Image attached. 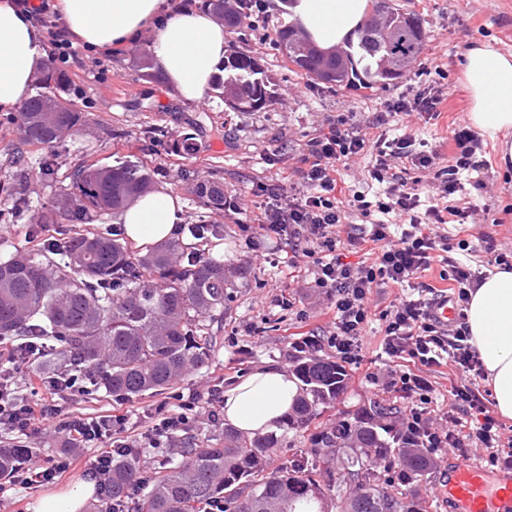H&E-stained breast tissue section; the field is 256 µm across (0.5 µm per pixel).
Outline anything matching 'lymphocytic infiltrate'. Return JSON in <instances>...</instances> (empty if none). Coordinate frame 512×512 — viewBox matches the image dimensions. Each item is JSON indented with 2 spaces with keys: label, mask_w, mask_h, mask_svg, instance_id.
Masks as SVG:
<instances>
[{
  "label": "lymphocytic infiltrate",
  "mask_w": 512,
  "mask_h": 512,
  "mask_svg": "<svg viewBox=\"0 0 512 512\" xmlns=\"http://www.w3.org/2000/svg\"><path fill=\"white\" fill-rule=\"evenodd\" d=\"M447 96V88L440 86L388 102L377 112L369 132L350 112L320 124L298 158L300 185L286 184L277 177L264 184L266 200L254 211L251 230L277 235L291 249L292 267L310 272L315 286L324 290L334 309L328 341L342 362H361V337L371 315L369 296L373 289L408 285L409 294L381 315L385 324L382 348L395 365L387 385L411 403L402 423L407 442L431 460L445 445L463 454L480 447L491 464L512 468V450H504L499 423L477 389L485 374L470 342L465 309L470 294L480 285V277L448 257V235L441 230L448 219L464 224L478 213L475 205L453 206L449 200L467 186L463 176L473 175L470 186L474 189L485 188L479 177L484 164L476 158L481 140L467 123H457L452 131L453 161L441 167L437 164L438 151L418 149L416 138L410 134L392 136L384 130L391 118L401 114L424 123L437 119ZM366 156L372 159L368 176L382 185V193L372 199L360 191L347 198L338 196L340 169L350 168ZM424 173L432 174L436 190L435 201L427 204L416 191ZM354 212L365 218L367 230L357 231L355 225L347 223L348 214ZM344 244L366 247L367 260L345 262L338 253ZM436 258L443 264L441 279L456 285L452 295L456 316L446 326L432 314L437 300L433 287L418 279ZM447 363L461 376L451 394L475 410L479 417L475 425L463 424L449 414L444 426L438 428L427 416L432 386L425 373ZM37 386L43 391L41 399L24 405L15 404L0 390V433L25 435L35 425L58 423L56 398L75 392V382L62 386L41 380ZM127 422V416L121 414L65 422L68 451L36 465H21L12 476L14 483L40 484L82 466L99 486H106L113 451L104 441L114 431L125 429Z\"/></svg>",
  "instance_id": "obj_1"
}]
</instances>
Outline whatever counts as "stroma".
Here are the masks:
<instances>
[{
	"label": "stroma",
	"instance_id": "stroma-1",
	"mask_svg": "<svg viewBox=\"0 0 512 512\" xmlns=\"http://www.w3.org/2000/svg\"><path fill=\"white\" fill-rule=\"evenodd\" d=\"M283 0H269L266 16L230 34L238 50L258 61L274 82V97L257 112L231 111L215 92H207L197 103L184 101L166 82L140 78L135 61L148 50L153 39L144 31L134 42L107 55L89 51L74 42L71 58L62 69L70 79L65 94L79 111L85 112L89 129L55 147L58 171L53 182L31 180L28 199L32 207L48 203L56 190L69 185V175L78 166H111L122 161L143 164L153 175L154 186L167 188L183 206L185 223L218 224L222 237L199 239L176 232L186 251L203 250L213 257L247 266L248 273L237 282L224 306L221 321L212 323L217 338L208 363L180 375L161 394L118 399L106 391L75 395L60 403V421L74 417L125 414L128 427L113 433L114 443L131 434L146 432L156 423V407L178 395L189 396L202 388L224 391L253 371L272 366L290 371L296 346L305 337L319 341L315 356L335 358L327 342L333 310L325 294L308 288L295 278L288 247L275 240L245 232L250 209L258 200V186L276 172L298 182L294 169L305 142L315 128L342 112L355 113L361 125L371 124L387 101L410 89L444 85L449 95L438 119L424 124L411 116L396 117L394 128H409L417 139L448 158L452 123L468 112L469 95L464 87L463 56L470 45L487 44L512 53V0H392L399 12L419 15L426 33L425 47L412 62L409 76L372 88H347L314 81L297 73L278 51L275 32L291 24ZM192 136L193 152L181 147ZM512 144V131L497 139L483 138L480 153L486 167L481 172L486 190H468L467 201L485 216L481 224H452L448 227L451 257H465L474 269L486 267L490 255L482 235L496 245H512V162L501 161L503 143ZM45 150L22 143L9 113L0 112V181L12 178L17 156L26 167H37ZM196 179L221 182L228 210L216 212L201 206L191 191ZM403 288L392 285L374 289L370 296L373 317L362 338L361 365H346V390L340 402L325 409L316 427L336 419L343 410H354L376 399H387L406 409L399 394L385 387L389 361L381 349L382 322L378 315L401 297ZM226 424L207 413L190 414L182 433L163 441L161 447L145 449L151 463L177 461L183 436L209 437L223 442ZM83 470L64 473L54 481L25 487L0 480V512H32L31 506L44 494L85 481Z\"/></svg>",
	"mask_w": 512,
	"mask_h": 512
}]
</instances>
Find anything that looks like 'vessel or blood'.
<instances>
[{
  "label": "vessel or blood",
  "instance_id": "vessel-or-blood-1",
  "mask_svg": "<svg viewBox=\"0 0 512 512\" xmlns=\"http://www.w3.org/2000/svg\"><path fill=\"white\" fill-rule=\"evenodd\" d=\"M448 512H512V471L456 463L438 484Z\"/></svg>",
  "mask_w": 512,
  "mask_h": 512
}]
</instances>
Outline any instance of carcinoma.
<instances>
[{"label":"carcinoma","instance_id":"obj_1","mask_svg":"<svg viewBox=\"0 0 512 512\" xmlns=\"http://www.w3.org/2000/svg\"><path fill=\"white\" fill-rule=\"evenodd\" d=\"M229 33L243 28V19L224 0H206ZM278 50L302 75L320 81L343 82L358 71L367 82L384 85L394 63L407 67L424 50L421 21L408 24L400 15L384 12L379 22L364 23L358 41L325 56L297 37L295 28L275 32ZM256 60L228 45L214 90L242 113L257 112L273 98L272 82L259 71V82H238L230 76ZM140 76L159 78L153 56L142 53L135 62ZM65 73L49 64L36 78L37 92L26 97L14 118L22 140L51 149L87 127L83 113L62 97ZM55 154L38 168L26 169L0 182V196L12 202L17 218L30 212L31 241L0 259V339L41 336L53 342L41 353L36 370L50 377L75 376L82 391L101 388L114 397L130 399L162 391L175 378L203 366L216 337L204 321L224 313L235 279L247 268L203 253H186L176 240H163L137 252L117 235L105 231L65 238H42L41 231L64 220L91 224L105 219L148 193L152 177L139 164L85 165L70 174V187L56 193L49 205L30 211L26 188L32 178L51 181ZM194 194L209 210L224 209L221 184L200 180ZM0 210V216L6 213ZM291 373L300 382L292 412L284 420L290 429L308 428L344 393L341 366L320 357H299ZM397 407L375 402L367 408L343 411L336 429L312 435V446L330 449L312 463L269 460L279 445L275 432L245 436L224 432V445L194 439L181 450V462L156 468L149 490L136 512H202L214 502L224 512H429L409 487L429 475L425 457L405 445L395 425ZM29 453L27 448L0 446V477L7 476ZM399 469L398 479L375 470ZM143 476L134 455L117 456L106 495L90 512H110Z\"/></svg>","mask_w":512,"mask_h":512}]
</instances>
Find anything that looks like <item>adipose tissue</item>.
<instances>
[{"mask_svg":"<svg viewBox=\"0 0 512 512\" xmlns=\"http://www.w3.org/2000/svg\"><path fill=\"white\" fill-rule=\"evenodd\" d=\"M368 0H293L294 21L319 49L335 50L364 19ZM68 31L88 47L109 50L150 29L156 64L188 102L202 100L227 49V34L210 13L196 7L170 12L165 0H56ZM43 31L15 0H0V111L20 107L41 58ZM465 87L470 123L488 136L512 129V54L488 46L468 49ZM115 223L140 245L170 238L183 221L182 205L157 188L118 211ZM471 341L492 388L497 413L512 419V270L493 269L472 293L466 309ZM299 389L287 372L261 368L224 392V420L252 435L273 428L290 411Z\"/></svg>","mask_w":512,"mask_h":512,"instance_id":"1","label":"adipose tissue"}]
</instances>
